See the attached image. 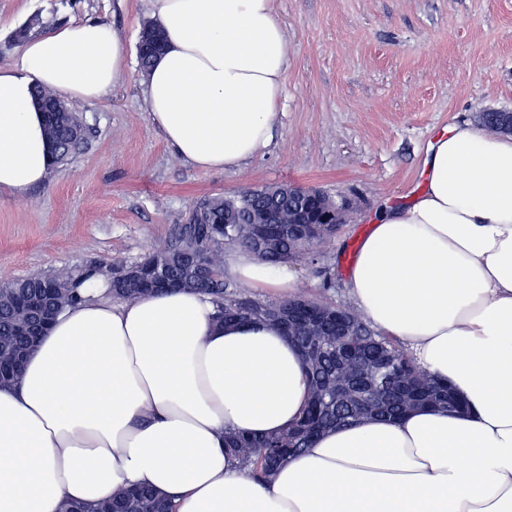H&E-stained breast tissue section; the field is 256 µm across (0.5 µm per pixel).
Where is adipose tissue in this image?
<instances>
[{
  "label": "adipose tissue",
  "instance_id": "ef3b65f1",
  "mask_svg": "<svg viewBox=\"0 0 512 512\" xmlns=\"http://www.w3.org/2000/svg\"><path fill=\"white\" fill-rule=\"evenodd\" d=\"M150 4L166 41L143 83L153 123L196 169L240 167L272 139L288 68L272 0ZM126 56L116 31L86 20L0 67V193L25 197L49 175L34 85L97 101ZM424 173L411 205L373 219L347 286L357 314L448 381L465 413L329 431L257 483L224 436L299 416L297 348L273 325L224 326L201 293L119 302L99 278L0 387V512H62L131 485L173 497L177 512H512V137L448 127ZM231 272L293 288L247 254Z\"/></svg>",
  "mask_w": 512,
  "mask_h": 512
}]
</instances>
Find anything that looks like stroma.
Returning <instances> with one entry per match:
<instances>
[{"label":"stroma","instance_id":"1","mask_svg":"<svg viewBox=\"0 0 512 512\" xmlns=\"http://www.w3.org/2000/svg\"><path fill=\"white\" fill-rule=\"evenodd\" d=\"M288 70L270 144L246 165L195 169L166 143L143 96L138 43L149 0H0V65L31 17L47 36L88 19L117 31L125 71L95 103L69 107L83 153L24 198L0 194V281L161 246L205 195L316 187L345 208L335 241L285 269L305 296L351 308L347 269L384 205L413 200L429 143L445 127L512 112V0H274Z\"/></svg>","mask_w":512,"mask_h":512}]
</instances>
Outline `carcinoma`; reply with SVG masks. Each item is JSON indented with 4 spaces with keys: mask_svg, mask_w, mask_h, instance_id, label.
I'll list each match as a JSON object with an SVG mask.
<instances>
[{
    "mask_svg": "<svg viewBox=\"0 0 512 512\" xmlns=\"http://www.w3.org/2000/svg\"><path fill=\"white\" fill-rule=\"evenodd\" d=\"M163 45L154 25L143 28L138 45L141 69L148 71ZM504 113L486 110L478 113L479 125L493 134L502 133ZM46 130L52 144L51 165L57 166L79 153L87 142V131L78 116L70 111L57 112L46 117ZM292 202L281 197L271 186L248 190L234 196H204L194 205L186 221L178 225L175 233L164 245L140 259L144 265H152L163 255L171 256L167 268L168 277L178 283L195 284L196 266L188 251L193 249L207 255L213 268L214 278L198 291L209 295L218 308L219 318L224 324H240L249 320V314L262 315L271 308H286L295 303L322 314L331 312L336 306L323 299L297 295L275 303L251 298L245 287L229 291L233 284L224 281V248L238 247L255 258L271 265H281L293 260L310 259L321 247L330 245L336 238V229L324 224L315 244L299 247L283 234L272 244L256 240L254 227L250 224L252 212L262 207H274L289 227L292 217ZM128 266L122 260L101 262L95 266L63 269L55 274L34 276L25 279L0 282V354L26 343V338L16 335L21 320L16 303L23 292L33 291V286L49 281L55 287L52 304L60 309L74 306L81 301L79 288L90 278L101 276L112 282L111 273ZM347 315L357 323L352 339L362 345L371 382L377 386L398 377L416 388L450 394L448 383L429 375L417 365L413 356L405 351L390 336L374 331L360 316L349 311ZM324 352L303 366L310 384V397L301 417L288 429L269 435L231 434L224 437L225 449L241 462L244 473L259 483H266L275 470L288 460V449L298 455L312 446L321 434L341 426H351L364 417L376 416L398 419L408 410L393 395H383L370 412L360 413L352 402L336 397V352L341 341L336 330L327 327L315 336ZM64 512H174V505L157 497L147 488L121 490L111 498L89 504L70 503Z\"/></svg>",
    "mask_w": 512,
    "mask_h": 512,
    "instance_id": "obj_1",
    "label": "carcinoma"
}]
</instances>
